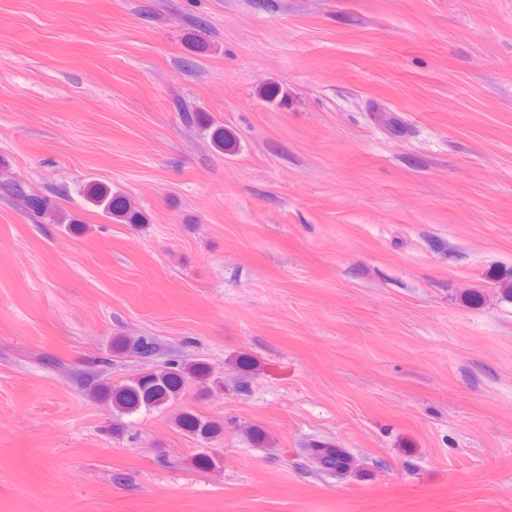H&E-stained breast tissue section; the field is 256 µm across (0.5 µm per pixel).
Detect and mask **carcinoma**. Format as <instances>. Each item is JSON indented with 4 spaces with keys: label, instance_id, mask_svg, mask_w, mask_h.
Segmentation results:
<instances>
[{
    "label": "carcinoma",
    "instance_id": "carcinoma-1",
    "mask_svg": "<svg viewBox=\"0 0 512 512\" xmlns=\"http://www.w3.org/2000/svg\"><path fill=\"white\" fill-rule=\"evenodd\" d=\"M0 187L25 203L35 216L54 211L52 200L28 196L23 186L16 181L6 179L0 183ZM89 198L109 218L129 224H140L144 221L143 216L126 198L112 194L105 187L93 186ZM119 347L141 357L151 356L157 350L156 342L151 336L125 338L119 342ZM211 377L212 372L204 363L173 360L161 369L145 372L123 384L100 383L94 387L92 395L110 399L112 408L120 414H132L142 408L159 407L177 400L191 380L207 389ZM176 422L183 431L202 440L213 437L221 430L219 422L203 418L192 411L180 412L176 416ZM242 434L260 449H267L271 445V439L259 426H246L242 429ZM304 457L314 471L320 474L344 477L362 470L360 459L337 445L315 444L305 449Z\"/></svg>",
    "mask_w": 512,
    "mask_h": 512
}]
</instances>
